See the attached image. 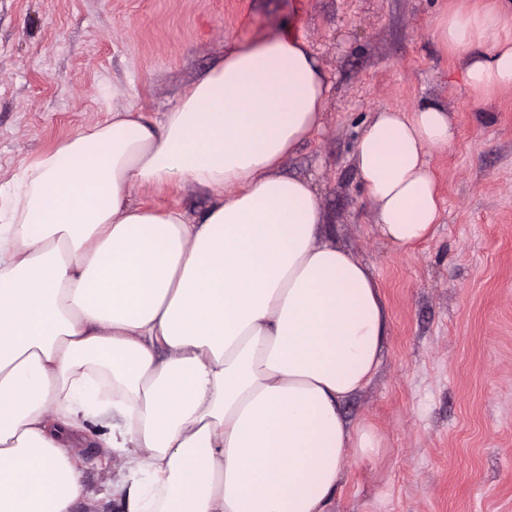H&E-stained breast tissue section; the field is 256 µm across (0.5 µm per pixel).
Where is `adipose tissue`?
Segmentation results:
<instances>
[{"label":"adipose tissue","instance_id":"adipose-tissue-1","mask_svg":"<svg viewBox=\"0 0 512 512\" xmlns=\"http://www.w3.org/2000/svg\"><path fill=\"white\" fill-rule=\"evenodd\" d=\"M434 35L472 91L512 87V0ZM329 91L301 39L241 43L160 123L112 111L0 184V512L89 501L77 451L96 445L123 512H332L346 458L380 446L341 406L389 314L315 183L281 172ZM455 136L434 104L366 124L352 160L384 239L434 234L427 154ZM171 185L217 200L192 218L131 198Z\"/></svg>","mask_w":512,"mask_h":512}]
</instances>
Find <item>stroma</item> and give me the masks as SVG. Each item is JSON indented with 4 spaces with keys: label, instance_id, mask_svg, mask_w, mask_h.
<instances>
[{
    "label": "stroma",
    "instance_id": "1",
    "mask_svg": "<svg viewBox=\"0 0 512 512\" xmlns=\"http://www.w3.org/2000/svg\"><path fill=\"white\" fill-rule=\"evenodd\" d=\"M494 0H0V183L32 155L130 107L160 121L234 44L292 33L331 84L320 130L284 174L318 186L324 223L373 267L389 309L374 381L343 404L381 440L349 459L334 512H512V88L477 95L433 37L436 18ZM441 106L454 143L430 150L441 200L432 238L399 247L353 167L375 112ZM135 203L202 216L191 188H136ZM78 455L94 498L108 448Z\"/></svg>",
    "mask_w": 512,
    "mask_h": 512
}]
</instances>
